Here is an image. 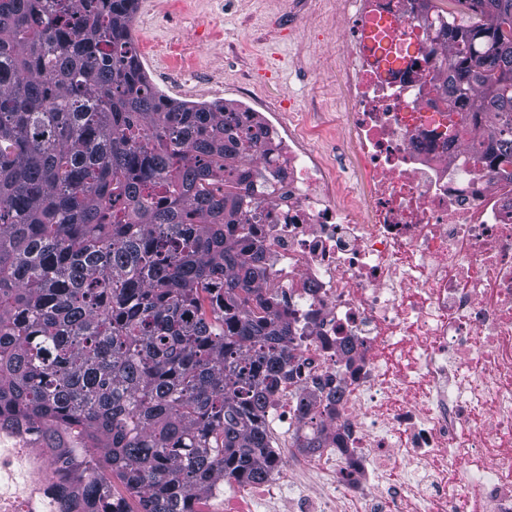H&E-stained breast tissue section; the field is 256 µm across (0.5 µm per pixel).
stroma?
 <instances>
[{
  "mask_svg": "<svg viewBox=\"0 0 512 512\" xmlns=\"http://www.w3.org/2000/svg\"><path fill=\"white\" fill-rule=\"evenodd\" d=\"M328 0L315 25L290 0H138L131 33L149 80L177 101H233L243 76L260 97L290 102L314 121L337 117L336 18ZM192 55L191 92L169 72L173 52Z\"/></svg>",
  "mask_w": 512,
  "mask_h": 512,
  "instance_id": "obj_1",
  "label": "stroma"
}]
</instances>
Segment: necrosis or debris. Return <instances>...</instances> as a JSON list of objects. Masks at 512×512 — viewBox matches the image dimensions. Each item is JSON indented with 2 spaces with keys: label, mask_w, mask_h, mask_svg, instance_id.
<instances>
[{
  "label": "necrosis or debris",
  "mask_w": 512,
  "mask_h": 512,
  "mask_svg": "<svg viewBox=\"0 0 512 512\" xmlns=\"http://www.w3.org/2000/svg\"><path fill=\"white\" fill-rule=\"evenodd\" d=\"M343 15L351 177L327 128L237 105L240 130L265 132L242 166L273 189L226 237L262 256L259 293L292 329L265 408L279 463L258 489L276 512H512V177L431 92L446 46L420 0ZM69 494L39 433L0 418V512Z\"/></svg>",
  "instance_id": "necrosis-or-debris-1"
}]
</instances>
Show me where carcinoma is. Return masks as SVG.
<instances>
[{
  "label": "carcinoma",
  "instance_id": "cac0c4a2",
  "mask_svg": "<svg viewBox=\"0 0 512 512\" xmlns=\"http://www.w3.org/2000/svg\"><path fill=\"white\" fill-rule=\"evenodd\" d=\"M136 2L0 0V410L90 441L59 449L81 491L60 512H203L261 483L290 358L261 257L224 235L257 204L234 163L258 134L148 80ZM431 2L451 49L432 90L492 114L512 165V0ZM245 487L248 486H242L236 482L224 481V486L221 485L219 492H216L217 495L207 501L204 509L207 510L206 512H225V502L234 499L241 489Z\"/></svg>",
  "mask_w": 512,
  "mask_h": 512
}]
</instances>
